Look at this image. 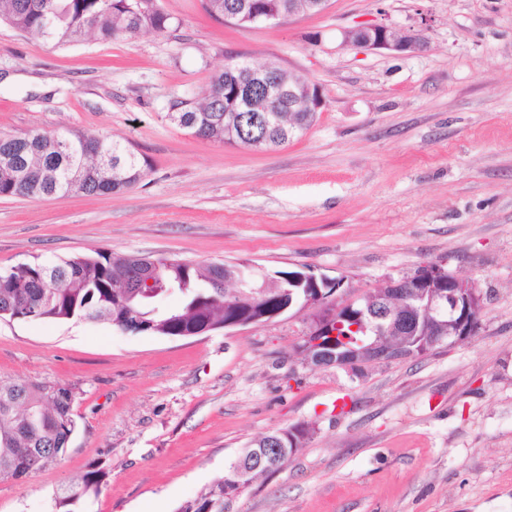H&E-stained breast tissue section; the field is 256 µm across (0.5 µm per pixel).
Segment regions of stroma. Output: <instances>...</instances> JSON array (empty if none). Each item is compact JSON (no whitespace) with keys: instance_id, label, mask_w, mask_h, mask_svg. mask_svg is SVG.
I'll return each mask as SVG.
<instances>
[{"instance_id":"1","label":"stroma","mask_w":512,"mask_h":512,"mask_svg":"<svg viewBox=\"0 0 512 512\" xmlns=\"http://www.w3.org/2000/svg\"><path fill=\"white\" fill-rule=\"evenodd\" d=\"M162 33L57 47L0 24V134L128 140L149 168L99 196L0 198V269L98 251L199 266L246 261L340 281L359 299L431 264L471 282L478 329L359 373L307 364L318 308L169 338L104 322L0 319V378L76 389L65 456L0 481V512H51L91 466L81 512H176L248 443L314 432L224 512H512V0H329L239 29L161 0ZM385 24L424 50L343 41ZM232 59L274 62L323 104L255 151L171 122ZM106 476L102 468L92 467L57 492L53 499L54 510L51 512H79L77 508L81 501L92 494H97Z\"/></svg>"}]
</instances>
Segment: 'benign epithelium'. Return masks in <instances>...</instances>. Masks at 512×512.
<instances>
[{
    "label": "benign epithelium",
    "instance_id": "7a95c632",
    "mask_svg": "<svg viewBox=\"0 0 512 512\" xmlns=\"http://www.w3.org/2000/svg\"><path fill=\"white\" fill-rule=\"evenodd\" d=\"M328 0H288V17L322 12ZM268 5L254 2L230 4L224 9V22L244 28L248 24H269L284 17ZM344 41L371 50L397 53L417 52L425 41L417 33H405L386 25H369L344 32ZM251 90L236 91L226 112H246L254 122L269 126L283 109L290 112H316L322 105L316 85L274 63L262 70L249 71ZM288 281L303 288L296 306L300 309L327 302L339 283L315 276L294 273ZM480 295L470 283L448 274L439 267L428 269L423 276L407 278L401 287L392 288L389 297L367 313L355 307V301L345 300L336 306V312L320 316L304 338L303 350L316 367L337 366L350 370L366 362L385 363L402 358L405 347L419 344L433 348L443 343L454 344L474 334ZM120 317L113 323L124 326L140 324L141 315L120 301ZM380 321L375 339L358 348L346 344L337 336V328L349 323L356 333L366 331L367 318ZM283 441L278 436L265 439L262 447L248 457L232 463L231 472L238 485H248L254 473L253 463L263 458L280 457Z\"/></svg>",
    "mask_w": 512,
    "mask_h": 512
}]
</instances>
